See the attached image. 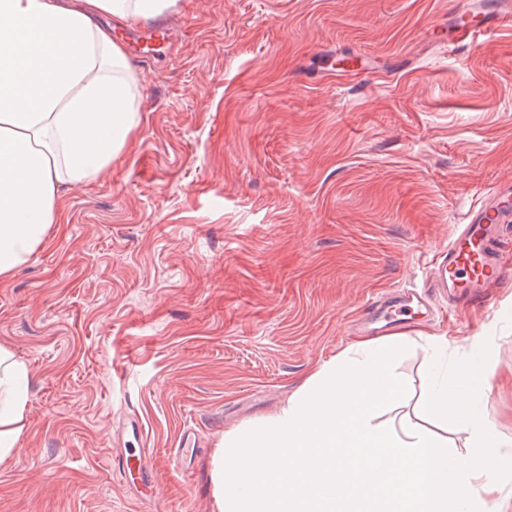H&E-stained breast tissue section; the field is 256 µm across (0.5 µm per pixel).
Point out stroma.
I'll use <instances>...</instances> for the list:
<instances>
[{"mask_svg":"<svg viewBox=\"0 0 512 512\" xmlns=\"http://www.w3.org/2000/svg\"><path fill=\"white\" fill-rule=\"evenodd\" d=\"M461 2L179 0L152 63L126 45L140 126L102 177L62 186L45 244L0 278V344L33 377L0 512H210L224 431L362 337L371 302L421 285L512 182V24L449 51ZM395 328L407 394L378 423L400 429L446 336L449 364L489 351L486 410L512 442V288ZM129 416L146 499L110 464Z\"/></svg>","mask_w":512,"mask_h":512,"instance_id":"stroma-1","label":"stroma"}]
</instances>
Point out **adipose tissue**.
I'll return each mask as SVG.
<instances>
[{"label":"adipose tissue","instance_id":"1","mask_svg":"<svg viewBox=\"0 0 512 512\" xmlns=\"http://www.w3.org/2000/svg\"><path fill=\"white\" fill-rule=\"evenodd\" d=\"M178 0H0V278L59 218L60 188L100 177L141 119L124 47L95 17L134 25ZM405 337L362 339L323 361L270 415L226 430L210 460L211 512H500L512 467L486 411L473 352L430 368L422 422L376 421L406 390L392 370ZM31 370L0 345V458L26 428ZM464 433L453 449L440 424Z\"/></svg>","mask_w":512,"mask_h":512}]
</instances>
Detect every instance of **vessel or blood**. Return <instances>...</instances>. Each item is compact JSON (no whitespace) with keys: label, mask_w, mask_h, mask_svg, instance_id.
Returning <instances> with one entry per match:
<instances>
[{"label":"vessel or blood","mask_w":512,"mask_h":512,"mask_svg":"<svg viewBox=\"0 0 512 512\" xmlns=\"http://www.w3.org/2000/svg\"><path fill=\"white\" fill-rule=\"evenodd\" d=\"M512 23V0H495L486 8L482 0H467L456 13L451 29L452 44L461 47L486 31ZM512 224V184L489 191L482 202L470 209L457 236L433 258V271L426 288H447L457 309L465 310L488 303L494 289L512 280V264L504 259V228ZM122 433L128 448L114 459V467L125 487L139 497L152 494L156 477L140 446L142 426L129 417Z\"/></svg>","instance_id":"b4317fda"}]
</instances>
